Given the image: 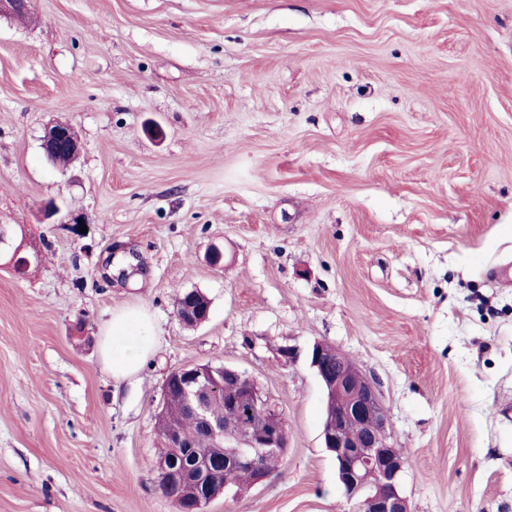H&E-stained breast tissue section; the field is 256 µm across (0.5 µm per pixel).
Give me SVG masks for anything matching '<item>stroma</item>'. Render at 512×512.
I'll return each mask as SVG.
<instances>
[{
    "label": "stroma",
    "mask_w": 512,
    "mask_h": 512,
    "mask_svg": "<svg viewBox=\"0 0 512 512\" xmlns=\"http://www.w3.org/2000/svg\"><path fill=\"white\" fill-rule=\"evenodd\" d=\"M0 224L40 252L0 265V512H177L156 415L204 364L288 433L205 512H352L318 341L376 382L411 512H512V0H32L0 18ZM129 308L157 345L117 383L97 338ZM74 133L75 131L73 127L67 122L56 121L45 127L41 147L44 151L47 161L55 166H59L55 156L59 150L63 149L68 144V162L66 163L65 156H60L58 158L61 164L66 163V166L64 165L62 168L68 167L77 159L79 154V141L77 135H73Z\"/></svg>",
    "instance_id": "obj_1"
}]
</instances>
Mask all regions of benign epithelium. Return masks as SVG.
Listing matches in <instances>:
<instances>
[{"mask_svg": "<svg viewBox=\"0 0 512 512\" xmlns=\"http://www.w3.org/2000/svg\"><path fill=\"white\" fill-rule=\"evenodd\" d=\"M31 0H0V17L28 13ZM69 147L68 163L79 154V141L73 127L56 121L44 129L41 147L51 164L59 150ZM179 321L196 326L208 318V310L181 305ZM310 367L319 378L328 415L324 419V447L335 459L336 475L348 501L354 502V512H410L407 497L401 490V477L407 459L401 449L390 443L388 413L375 382L356 366L346 362L344 354L316 342L307 351ZM178 381L182 386L183 413L206 425V436L194 444L195 455L205 460L209 475L205 495L179 498L178 512H204V508L224 493V446L234 443L235 461L253 472L249 483L264 480L266 473L260 460L270 454L280 455L288 447V435L282 417L270 409L253 381L231 365L215 371L210 366L179 368L166 381ZM224 395V402L238 409L250 407L246 422L236 428L210 417L212 400ZM165 439L172 457L157 462L166 475L161 492L171 484L195 481L189 472L173 465L174 458L188 447L174 425L165 426Z\"/></svg>", "mask_w": 512, "mask_h": 512, "instance_id": "7a95c632", "label": "benign epithelium"}]
</instances>
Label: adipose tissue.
<instances>
[{"instance_id": "ef3b65f1", "label": "adipose tissue", "mask_w": 512, "mask_h": 512, "mask_svg": "<svg viewBox=\"0 0 512 512\" xmlns=\"http://www.w3.org/2000/svg\"><path fill=\"white\" fill-rule=\"evenodd\" d=\"M155 341L154 327L140 311L114 314L98 339L101 363L114 380H125L140 370Z\"/></svg>"}]
</instances>
